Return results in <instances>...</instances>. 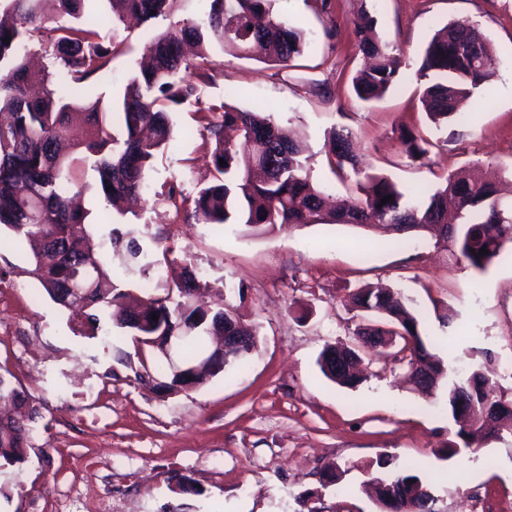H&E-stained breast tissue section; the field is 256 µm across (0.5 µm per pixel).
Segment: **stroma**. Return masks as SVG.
Wrapping results in <instances>:
<instances>
[{
	"label": "stroma",
	"mask_w": 512,
	"mask_h": 512,
	"mask_svg": "<svg viewBox=\"0 0 512 512\" xmlns=\"http://www.w3.org/2000/svg\"><path fill=\"white\" fill-rule=\"evenodd\" d=\"M208 0H174L153 26L114 27L95 4L98 30L122 46L93 83L121 94L151 36L204 19ZM276 12L309 41L288 67L237 58L212 46L204 79L172 113L175 139L153 163L135 214L119 215L84 185L88 230L123 289L142 295L145 278L126 274L113 231L160 239L169 273L196 268L208 302L235 308L255 325L258 345L243 367L205 385L168 392L149 383L154 356L120 332L89 335L32 278L31 252L0 233V374L39 409L26 461L0 470V512H380L361 483L389 460L413 467L435 497V512H512V431L450 455L457 427L447 389L427 395L407 379L396 348L374 354L354 387L325 378L317 359L329 345L354 344L360 324L349 295L382 285L411 299L429 350L451 376L496 368L498 395L512 402V253L479 271L421 235L408 247L394 235L347 224L253 231L190 218L211 178L201 109L229 104L261 112L302 141L315 184L353 201L327 161V140L348 127L365 161L402 187L438 186L447 174L489 166L512 199V0H277ZM376 21L402 78L367 105L351 78L364 59L353 35L360 13ZM467 20L497 50L496 76L464 106L465 120L438 132L424 125L416 73L434 31ZM420 126L433 147L414 163L401 152L404 126ZM451 324H444V315ZM343 475L331 481L332 466ZM187 484H179V477Z\"/></svg>",
	"instance_id": "stroma-1"
}]
</instances>
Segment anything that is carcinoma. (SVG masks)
I'll return each instance as SVG.
<instances>
[{
    "label": "carcinoma",
    "instance_id": "cac0c4a2",
    "mask_svg": "<svg viewBox=\"0 0 512 512\" xmlns=\"http://www.w3.org/2000/svg\"><path fill=\"white\" fill-rule=\"evenodd\" d=\"M60 23L45 17L43 0H0V227L32 246L29 274L56 304L71 308L66 284L75 279L92 285L83 301L92 331L100 318L111 327L138 338L157 354L155 372L167 379L171 390L194 389L217 372L202 369L184 379L173 377L162 355L164 337L188 321L197 324L193 336L180 342L176 352L186 366L200 364L208 352L206 336L224 334V323L241 325L247 344L228 352L226 366L243 365L257 347V330L232 308L214 310L198 294L201 280L184 270L172 280L165 296L149 294L138 304H123L125 294L106 268L99 246L83 232L88 213L73 205L69 190L75 174L89 165L98 174L96 191L114 204L142 194L156 156L174 140L168 113L183 104L194 86L181 73L196 70L183 47L197 45L204 54L212 44L228 54L248 58L259 49L265 60L288 67L308 45L305 31L288 25L274 10L276 0H210L209 12L200 22L187 21L160 31L146 46L148 67L132 75L116 100L91 98L82 83L104 71L112 62L115 46L100 42L87 4L90 0H56ZM173 0H108L112 19L120 24L134 19L153 24L170 12ZM235 19L232 31L224 20ZM374 20L361 16L353 33L360 51L371 59L368 68L352 79L356 96L365 102L380 100L398 80L397 60L388 46L375 39ZM10 38L9 43L3 39ZM37 41L53 59L55 71L34 73L25 58L27 46ZM499 58L494 46L479 40L466 21L450 22L427 42L418 78L425 84L424 105L437 129H448L458 119L456 103L496 75ZM199 122L212 143L214 180L200 187L193 199L192 216L203 224H244L248 227L288 229L298 224H355L366 228H392L399 243L413 233L444 240L448 249L468 266L484 270L512 246V206L497 197L499 172L481 169L470 179L450 175L434 192L400 187L391 178L366 171L354 151L347 128L329 135V164L337 174L354 178L360 201L346 211H324V191L311 180L308 158L288 129L259 112L220 105L199 111ZM402 153L416 162L428 156L430 142L405 128L400 135ZM226 165H221L220 160ZM389 197L391 201L381 202ZM112 246L125 244V270L142 273L158 263L153 250L131 236L122 241L112 231ZM487 253H480L481 249ZM355 308L374 309L383 324L372 330L390 341L400 339L399 352L412 359L421 354L433 360L426 379L416 382L431 392L448 380V410L458 417V404L481 405L496 391L495 372L477 366L459 380H451L443 361L429 353L418 329L409 299L391 292L362 287L350 295ZM159 316L153 320L152 315ZM338 348L327 347L318 365L331 381L346 387L360 382L356 374L339 371L330 360ZM10 402L16 414L0 419V468L14 467L27 459L31 428L38 415L31 398L0 374V402ZM493 424L460 428L459 442L448 445L471 448L492 434ZM414 503L417 512H430L432 495L415 472L398 471L382 479L376 494L387 504L390 493Z\"/></svg>",
    "mask_w": 512,
    "mask_h": 512
}]
</instances>
